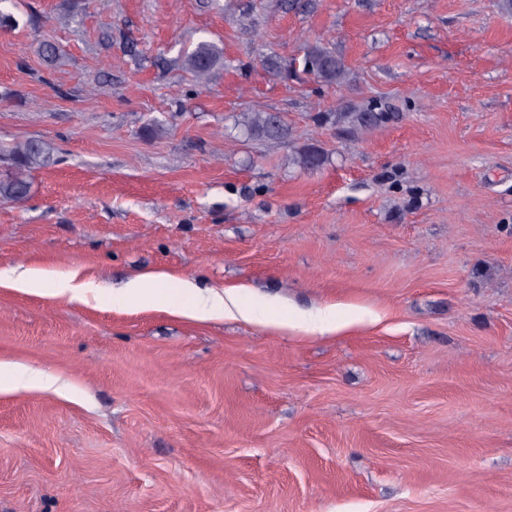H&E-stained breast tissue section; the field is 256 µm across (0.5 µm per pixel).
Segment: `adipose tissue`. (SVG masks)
Returning <instances> with one entry per match:
<instances>
[{
  "label": "adipose tissue",
  "mask_w": 512,
  "mask_h": 512,
  "mask_svg": "<svg viewBox=\"0 0 512 512\" xmlns=\"http://www.w3.org/2000/svg\"><path fill=\"white\" fill-rule=\"evenodd\" d=\"M11 282L21 291L33 295H52L84 302L96 296L104 305L123 306L139 299L158 302L174 313L205 321L214 317L240 319L260 324L275 323L283 329L309 334H325L336 329V317L331 310L313 316L271 319L268 308L244 304L231 290L218 291L189 278H178L165 272L149 271L135 275L121 291L99 294L88 282L78 281L76 275L60 276L44 268L18 267L13 269ZM36 388L55 393L66 392L67 386L58 378L9 362H0V392Z\"/></svg>",
  "instance_id": "1"
}]
</instances>
